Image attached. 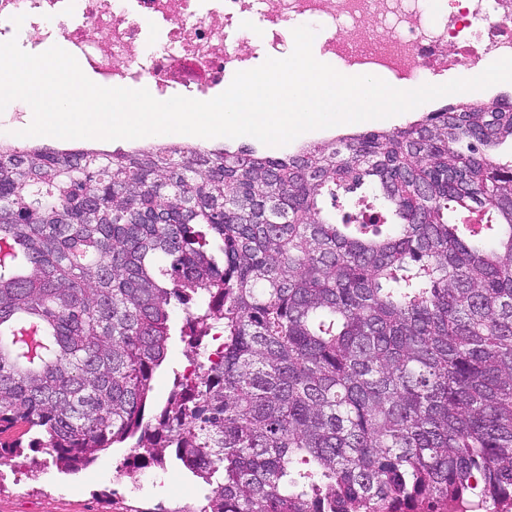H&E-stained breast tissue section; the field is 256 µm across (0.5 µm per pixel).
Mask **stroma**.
Returning <instances> with one entry per match:
<instances>
[{"label":"stroma","mask_w":512,"mask_h":512,"mask_svg":"<svg viewBox=\"0 0 512 512\" xmlns=\"http://www.w3.org/2000/svg\"><path fill=\"white\" fill-rule=\"evenodd\" d=\"M194 357L187 339L172 336L150 403L168 398L175 374L184 373ZM132 464L141 472L139 483H119L121 471ZM201 498V481L192 473L149 459L133 461L125 448L101 453L95 464L76 473L30 450L0 464V512H183L199 507Z\"/></svg>","instance_id":"stroma-1"}]
</instances>
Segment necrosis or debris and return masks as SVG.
I'll return each instance as SVG.
<instances>
[{
	"mask_svg": "<svg viewBox=\"0 0 512 512\" xmlns=\"http://www.w3.org/2000/svg\"><path fill=\"white\" fill-rule=\"evenodd\" d=\"M296 21L326 30L320 54L404 90L512 57V0H448L442 12L430 0H0V42L41 31L98 85L148 79L161 99H206L257 52L277 50Z\"/></svg>",
	"mask_w": 512,
	"mask_h": 512,
	"instance_id": "necrosis-or-debris-1",
	"label": "necrosis or debris"
}]
</instances>
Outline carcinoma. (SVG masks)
Listing matches in <instances>:
<instances>
[{"label": "carcinoma", "instance_id": "obj_1", "mask_svg": "<svg viewBox=\"0 0 512 512\" xmlns=\"http://www.w3.org/2000/svg\"><path fill=\"white\" fill-rule=\"evenodd\" d=\"M508 139L498 96L284 157L0 143V457L128 442L198 512L512 504ZM177 310L222 346L148 418Z\"/></svg>", "mask_w": 512, "mask_h": 512}]
</instances>
